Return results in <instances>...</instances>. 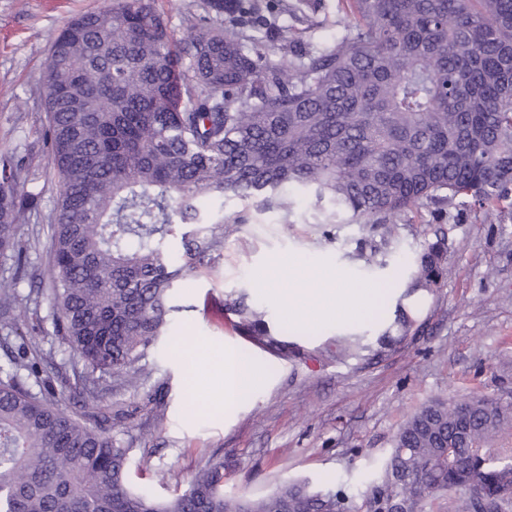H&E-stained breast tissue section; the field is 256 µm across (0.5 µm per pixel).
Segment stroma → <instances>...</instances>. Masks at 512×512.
<instances>
[{
  "label": "stroma",
  "instance_id": "35a3bbf8",
  "mask_svg": "<svg viewBox=\"0 0 512 512\" xmlns=\"http://www.w3.org/2000/svg\"><path fill=\"white\" fill-rule=\"evenodd\" d=\"M107 0H0V151H17L26 171L38 174L40 200L20 228L27 246L23 272L0 258V287L17 297L16 331L0 329V363L20 355V343L38 360L32 392L53 390L72 413L112 420V438L129 451L133 490L166 499L188 489L209 462L224 463V492L260 497L285 479L343 491L346 512H367L370 472L388 456L405 420L425 403L492 398L512 403V206L500 220L448 206V221L429 210L402 217L389 242L369 224H319L301 203L292 225L279 213L253 214L224 242L211 267L180 281L179 305L158 344L134 365L138 386L107 380L92 404L82 395V362L55 332L50 303V226L55 186L43 141L47 114L40 77L48 36L73 14ZM315 27V46L336 36L337 0H303ZM443 238V275L405 326H371L351 337L333 322L291 328L285 303L259 291L258 271L283 255L300 265L348 268L357 279H386L418 267ZM378 246L377 266L364 269L360 250ZM246 297L262 312L272 340L254 342L230 305ZM258 360L266 384L225 411V347Z\"/></svg>",
  "mask_w": 512,
  "mask_h": 512
}]
</instances>
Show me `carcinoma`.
<instances>
[{
  "instance_id": "1",
  "label": "carcinoma",
  "mask_w": 512,
  "mask_h": 512,
  "mask_svg": "<svg viewBox=\"0 0 512 512\" xmlns=\"http://www.w3.org/2000/svg\"><path fill=\"white\" fill-rule=\"evenodd\" d=\"M332 42L298 46L262 27L254 0H203L177 39L155 0H110L72 16L50 39L44 132L57 199L50 247L58 333L83 362L86 395L132 365L165 333L174 283L219 260L224 238L249 221L224 218V197L293 223L307 198L320 224H378L448 204L479 210L512 200V0H348ZM0 156V254L22 267L20 220L40 193ZM183 235L171 256L174 225ZM443 240L416 284L442 276ZM240 324L270 338L240 298ZM0 366V512H323L305 478L249 498L224 494V463L183 493L155 500L126 482L129 449L110 418L84 423ZM512 404L480 398L429 403L396 433L378 476L403 512L464 491L479 477L495 512L512 448H492Z\"/></svg>"
}]
</instances>
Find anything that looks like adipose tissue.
I'll list each match as a JSON object with an SVG mask.
<instances>
[{
    "instance_id": "adipose-tissue-1",
    "label": "adipose tissue",
    "mask_w": 512,
    "mask_h": 512,
    "mask_svg": "<svg viewBox=\"0 0 512 512\" xmlns=\"http://www.w3.org/2000/svg\"><path fill=\"white\" fill-rule=\"evenodd\" d=\"M261 281L292 279L294 286L286 296L289 325L306 324L318 319L334 321L340 333H356L380 312H393L401 288L391 283L358 281L344 270L324 273L321 268L299 267L292 259L277 263L274 273L259 272ZM262 364L239 357L236 350H224V407L232 409L249 393L264 384Z\"/></svg>"
}]
</instances>
